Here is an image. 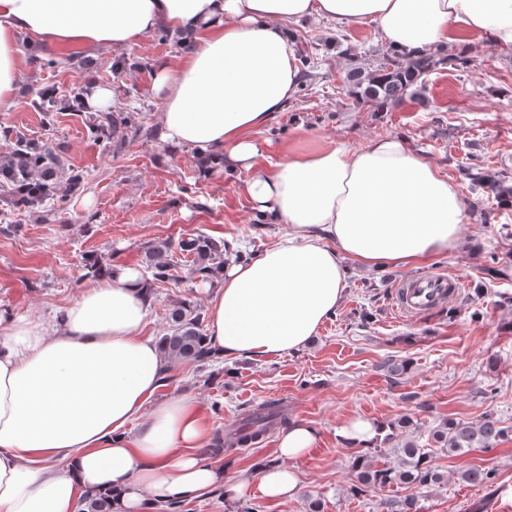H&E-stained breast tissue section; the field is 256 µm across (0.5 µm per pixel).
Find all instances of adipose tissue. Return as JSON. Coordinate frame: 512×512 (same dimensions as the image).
<instances>
[{
  "label": "adipose tissue",
  "mask_w": 512,
  "mask_h": 512,
  "mask_svg": "<svg viewBox=\"0 0 512 512\" xmlns=\"http://www.w3.org/2000/svg\"><path fill=\"white\" fill-rule=\"evenodd\" d=\"M309 20L377 23L400 53L463 30L512 55V0H0V112L15 105L17 34L89 50L131 48L159 29L191 37L190 52L154 66L163 140L213 153L227 180L250 171L256 217L287 227L256 257L225 240L236 257L209 301L207 336L227 359L303 349L341 304L353 267L424 264L457 246L465 217L454 183L397 138L257 166L260 131L301 80L287 26ZM149 303L141 273L118 265L60 317L0 309V512H78L96 490L111 491L113 512H160L218 488L244 495L246 480L196 455L206 428L193 400L144 409L166 368L144 333ZM316 442L314 427L290 426L275 461L257 467L262 494L296 496L289 463Z\"/></svg>",
  "instance_id": "adipose-tissue-1"
}]
</instances>
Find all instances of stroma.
<instances>
[{
  "instance_id": "obj_1",
  "label": "stroma",
  "mask_w": 512,
  "mask_h": 512,
  "mask_svg": "<svg viewBox=\"0 0 512 512\" xmlns=\"http://www.w3.org/2000/svg\"><path fill=\"white\" fill-rule=\"evenodd\" d=\"M291 31L296 45L311 48L315 69L262 132L267 146L258 165L279 162L288 151L311 154L401 138L448 175L466 203L467 219L458 246L422 268L351 276L335 315L300 351L218 359L203 367L168 364L152 401L196 400L208 430L197 451L204 461L233 460L251 479L258 462L274 459L277 429L244 448L222 444L224 435L270 400L283 401L289 423L305 422L318 431L315 447L291 463L300 480L295 497L267 498L251 479L242 499L229 501L213 490L182 501L176 512H238L244 503L254 512H309L313 501L321 512H391V503L411 495L418 512H512V436L490 451L440 456L441 485L414 492L395 484L356 494L357 451L338 435L357 417L383 426L368 449L381 464L395 459L392 442L406 436L397 427L404 417L424 435L451 419L476 423L491 417L512 426V205L473 191L464 175L471 166L495 181L512 174V55L485 38L457 32L435 49L438 64L416 87L414 99L376 112L344 87L351 68L379 67L387 46L376 23L339 28L319 20L292 25ZM31 42L26 34L17 37L22 74L14 108L0 112V158L11 151L8 131L18 129L83 168L86 186L62 206L37 214L15 209L0 194V308L31 319L65 308L89 282V257L142 271L147 248L160 241L240 235L255 255L284 233V225L256 223L240 187L248 171L235 184L219 169L202 174L195 151L162 141L153 65L178 55L175 43L151 34L120 53L62 51L60 66L43 70L37 60L49 49L32 48ZM118 58L126 60L125 68L113 69ZM91 65L98 69L96 84L114 92L113 111L129 114L137 129L117 150L89 137L92 114L85 108L48 117L31 105L42 89L62 95L85 90ZM7 224L19 225V232L4 233ZM421 270L458 276L461 294L419 318L397 319L390 290ZM219 285L215 278L198 279L190 257L179 258L175 279L151 285L146 334H162L176 301L206 307ZM468 468L491 471L492 486L462 480Z\"/></svg>"
}]
</instances>
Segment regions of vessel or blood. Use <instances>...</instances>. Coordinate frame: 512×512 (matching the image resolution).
Instances as JSON below:
<instances>
[{"label":"vessel or blood","instance_id":"obj_1","mask_svg":"<svg viewBox=\"0 0 512 512\" xmlns=\"http://www.w3.org/2000/svg\"><path fill=\"white\" fill-rule=\"evenodd\" d=\"M460 286V281L453 275L425 273L401 280L392 299L402 317L414 319L456 300Z\"/></svg>","mask_w":512,"mask_h":512}]
</instances>
